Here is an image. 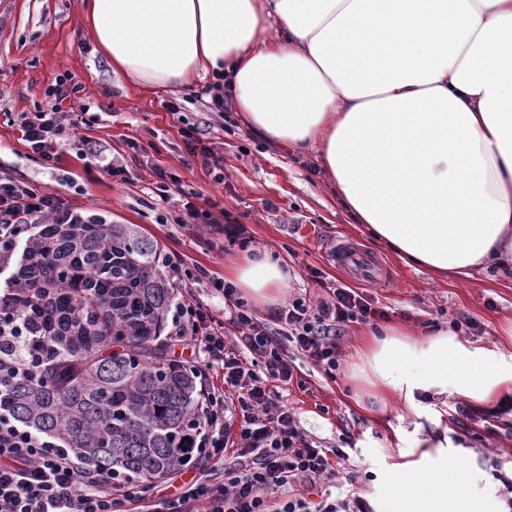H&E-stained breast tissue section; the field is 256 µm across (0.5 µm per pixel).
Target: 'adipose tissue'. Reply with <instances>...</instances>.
I'll return each instance as SVG.
<instances>
[{
	"label": "adipose tissue",
	"mask_w": 512,
	"mask_h": 512,
	"mask_svg": "<svg viewBox=\"0 0 512 512\" xmlns=\"http://www.w3.org/2000/svg\"><path fill=\"white\" fill-rule=\"evenodd\" d=\"M114 74L167 89L205 74L244 123L315 153L354 223L404 263L448 280L512 266V0H84ZM270 303L269 255L227 270ZM499 346L392 326L359 352L380 403L451 391L512 397V323ZM478 473L442 444L400 465L393 512H485Z\"/></svg>",
	"instance_id": "ef3b65f1"
}]
</instances>
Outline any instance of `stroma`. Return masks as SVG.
I'll list each match as a JSON object with an SVG mask.
<instances>
[{
	"mask_svg": "<svg viewBox=\"0 0 512 512\" xmlns=\"http://www.w3.org/2000/svg\"><path fill=\"white\" fill-rule=\"evenodd\" d=\"M81 11L82 0H0V178L61 194L73 208L108 215L112 223L138 225L162 255L181 256L187 268L205 269L219 281L243 251L267 252L287 275V301L317 299L325 285L345 281L334 253L348 240L388 267L386 279L363 285L374 306L385 311L384 322L422 335L446 328L464 341L497 343L499 328L512 321V271H478L469 281L448 283L405 266L361 225L349 223L323 189L314 159L283 155L232 109H212L210 97L200 94L204 80L194 77L181 87L153 92L117 77L82 26ZM64 73L75 75L84 92L82 99L66 100V107L85 104L95 120L65 131L54 163L45 165L33 158L19 124L43 105L55 77ZM172 102L182 103L181 112L168 111ZM193 124L206 129L208 145L222 155L221 178L187 166L183 131ZM85 139L124 159L128 178L80 157L77 149ZM160 167L179 175L182 191L192 194L199 208L231 213L244 225L249 247L229 245L206 225L178 223L177 202H162L154 192ZM381 323L346 326L337 341L335 378L296 356L305 385L285 392L284 401L293 407L299 428L323 447L342 449L341 474H354L361 496L382 507L397 465L419 459L416 441L447 439L451 455L481 474L479 487L490 512H501L494 469L512 462V415L478 434L456 422L451 408L460 399L451 392L423 395L414 411L400 402L381 406L354 377L360 343Z\"/></svg>",
	"mask_w": 512,
	"mask_h": 512,
	"instance_id": "35a3bbf8",
	"label": "stroma"
}]
</instances>
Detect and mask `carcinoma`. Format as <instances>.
<instances>
[{
    "mask_svg": "<svg viewBox=\"0 0 512 512\" xmlns=\"http://www.w3.org/2000/svg\"><path fill=\"white\" fill-rule=\"evenodd\" d=\"M158 260L135 224H45L12 282L11 309L49 347L11 385L13 416L142 486L193 455L198 411V372L168 358Z\"/></svg>",
    "mask_w": 512,
    "mask_h": 512,
    "instance_id": "obj_1",
    "label": "carcinoma"
}]
</instances>
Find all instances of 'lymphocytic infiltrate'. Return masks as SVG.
<instances>
[{
    "label": "lymphocytic infiltrate",
    "mask_w": 512,
    "mask_h": 512,
    "mask_svg": "<svg viewBox=\"0 0 512 512\" xmlns=\"http://www.w3.org/2000/svg\"><path fill=\"white\" fill-rule=\"evenodd\" d=\"M80 90L73 75L59 76L45 106L21 122L24 140L42 163L54 162L65 127L89 125L86 110L62 109ZM98 219L59 195L0 179V389L33 370L34 345L7 306L19 242L32 240L42 224ZM213 288L224 299L223 320L202 303L183 300L169 329L171 343L191 348L197 371L222 374V386L204 392L191 443L213 470L181 482L146 512H371L358 496L311 499V491L335 479L343 452L310 441L279 391L298 381L297 353L335 378L337 336L348 324L383 318V311L339 284L313 302L293 299L264 321L233 286L217 281ZM229 450L236 455L232 467L224 464ZM142 499L141 489L119 472L91 467L0 405V512H131Z\"/></svg>",
    "instance_id": "obj_1"
}]
</instances>
